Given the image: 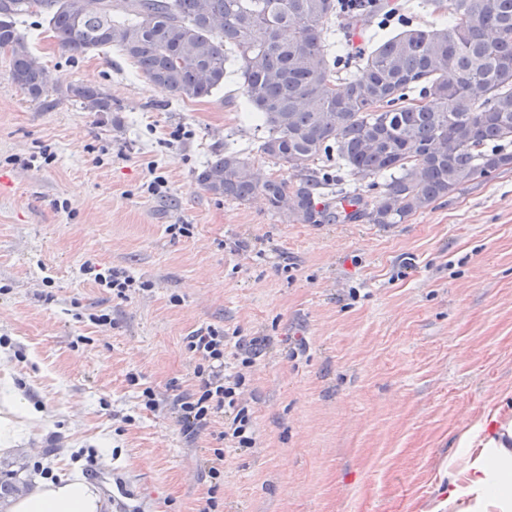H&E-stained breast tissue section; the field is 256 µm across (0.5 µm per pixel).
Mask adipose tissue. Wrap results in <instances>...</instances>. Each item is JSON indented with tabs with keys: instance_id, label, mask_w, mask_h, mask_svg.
<instances>
[{
	"instance_id": "adipose-tissue-1",
	"label": "adipose tissue",
	"mask_w": 512,
	"mask_h": 512,
	"mask_svg": "<svg viewBox=\"0 0 512 512\" xmlns=\"http://www.w3.org/2000/svg\"><path fill=\"white\" fill-rule=\"evenodd\" d=\"M496 416H484L462 432L448 459V512H512V448L496 428ZM103 493L81 476L59 482L35 480L11 512H106Z\"/></svg>"
}]
</instances>
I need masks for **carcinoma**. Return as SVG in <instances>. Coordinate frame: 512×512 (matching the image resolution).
Returning a JSON list of instances; mask_svg holds the SVG:
<instances>
[{"mask_svg":"<svg viewBox=\"0 0 512 512\" xmlns=\"http://www.w3.org/2000/svg\"><path fill=\"white\" fill-rule=\"evenodd\" d=\"M424 5L448 9V24L369 38L360 75L343 85L325 38L336 0H0V49L11 53L12 81L37 100L53 82L17 28L32 15L73 55L118 47L181 100L223 87L230 62L264 131L255 148L286 174L263 176L226 146L197 174L205 191L240 203L260 195L301 224H399L512 168V0ZM369 26L367 14L343 17L349 36ZM68 92L90 112L112 111L100 87ZM333 153L368 190H383L318 206L326 182L314 164Z\"/></svg>","mask_w":512,"mask_h":512,"instance_id":"1","label":"carcinoma"}]
</instances>
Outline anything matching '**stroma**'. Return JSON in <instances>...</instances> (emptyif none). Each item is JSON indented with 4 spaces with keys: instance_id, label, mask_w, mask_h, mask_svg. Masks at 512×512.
Returning a JSON list of instances; mask_svg holds the SVG:
<instances>
[{
    "instance_id": "obj_1",
    "label": "stroma",
    "mask_w": 512,
    "mask_h": 512,
    "mask_svg": "<svg viewBox=\"0 0 512 512\" xmlns=\"http://www.w3.org/2000/svg\"><path fill=\"white\" fill-rule=\"evenodd\" d=\"M371 17L448 22L423 0ZM20 29L63 88L32 99L0 50V374L34 415L0 469L28 487L83 474L112 512H435L459 434L489 411L512 420V170L399 224H298L196 179L227 143L275 171L238 74L179 101L117 49L71 56L36 15ZM69 83L103 88L111 111ZM86 262L150 287L117 298ZM208 326L258 354L255 447L224 448L220 420L186 439L143 405L147 388L167 403L194 390L186 338ZM68 92L78 98L83 108L90 112H109L112 109V97L96 86H70Z\"/></svg>"
}]
</instances>
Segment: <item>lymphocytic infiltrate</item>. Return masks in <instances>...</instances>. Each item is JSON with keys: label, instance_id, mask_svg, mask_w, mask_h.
<instances>
[{"label": "lymphocytic infiltrate", "instance_id": "lymphocytic-infiltrate-1", "mask_svg": "<svg viewBox=\"0 0 512 512\" xmlns=\"http://www.w3.org/2000/svg\"><path fill=\"white\" fill-rule=\"evenodd\" d=\"M187 350L196 361L198 384L171 404L186 435H195L220 419L224 422L222 439L236 448L254 447L256 437L246 399V380L254 358L245 356L236 366H229L228 338L212 327L188 337Z\"/></svg>", "mask_w": 512, "mask_h": 512}]
</instances>
